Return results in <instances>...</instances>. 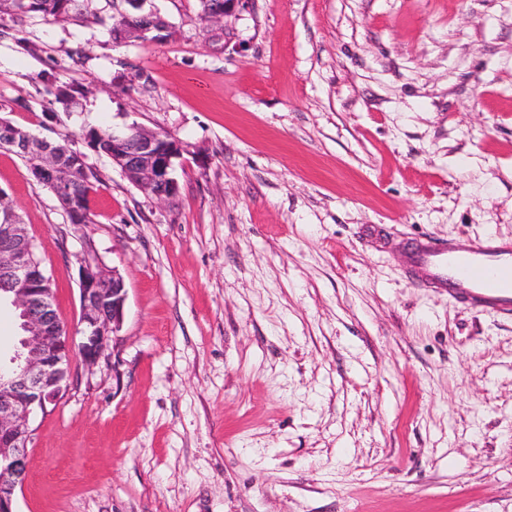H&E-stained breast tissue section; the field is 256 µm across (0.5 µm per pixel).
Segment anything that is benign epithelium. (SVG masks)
Wrapping results in <instances>:
<instances>
[{
  "label": "benign epithelium",
  "instance_id": "obj_1",
  "mask_svg": "<svg viewBox=\"0 0 512 512\" xmlns=\"http://www.w3.org/2000/svg\"><path fill=\"white\" fill-rule=\"evenodd\" d=\"M146 2L112 0L116 12H134L141 20L131 28L113 25L112 37L117 42H154L168 31V21L154 10H145ZM248 2L218 0L212 21H225ZM10 136L13 144L44 154V162L34 169L35 178L50 186L59 199H69L66 212L76 219L79 209L72 202L69 176L61 172L62 161L46 148V140L20 129ZM186 152L182 142L135 124L112 130V163L132 184L160 200L178 193L176 160ZM5 201L0 190V284L17 313L21 336L18 351L0 360V512H15L16 491L27 480L29 444L34 435L31 419L39 412L46 413L48 406L63 397L74 357L86 365L99 359L123 319L127 288L117 272L108 275L89 257L80 259L83 329L80 341H75L55 309L51 279L34 261L35 245Z\"/></svg>",
  "mask_w": 512,
  "mask_h": 512
}]
</instances>
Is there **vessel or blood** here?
I'll return each mask as SVG.
<instances>
[{
	"label": "vessel or blood",
	"instance_id": "b4317fda",
	"mask_svg": "<svg viewBox=\"0 0 512 512\" xmlns=\"http://www.w3.org/2000/svg\"><path fill=\"white\" fill-rule=\"evenodd\" d=\"M411 261L429 282L455 299L512 311V243L490 237L467 250L425 244Z\"/></svg>",
	"mask_w": 512,
	"mask_h": 512
}]
</instances>
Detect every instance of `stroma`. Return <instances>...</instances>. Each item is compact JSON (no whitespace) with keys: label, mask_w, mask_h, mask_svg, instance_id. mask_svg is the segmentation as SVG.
<instances>
[{"label":"stroma","mask_w":512,"mask_h":512,"mask_svg":"<svg viewBox=\"0 0 512 512\" xmlns=\"http://www.w3.org/2000/svg\"><path fill=\"white\" fill-rule=\"evenodd\" d=\"M147 6L167 39L0 12V118L86 152L92 221L4 149L0 190L70 330L83 256L128 289L16 512H512V315L408 268L512 240V0ZM133 123L186 145L174 198L80 136Z\"/></svg>","instance_id":"obj_1"}]
</instances>
